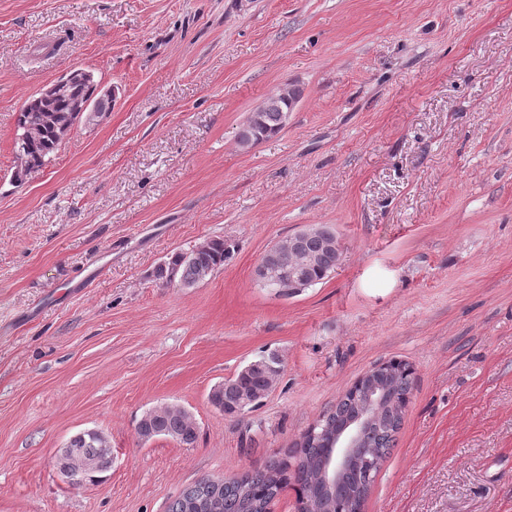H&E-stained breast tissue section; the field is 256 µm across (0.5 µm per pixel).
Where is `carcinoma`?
I'll return each mask as SVG.
<instances>
[{
    "mask_svg": "<svg viewBox=\"0 0 512 512\" xmlns=\"http://www.w3.org/2000/svg\"><path fill=\"white\" fill-rule=\"evenodd\" d=\"M98 82L94 77L76 81L69 94L47 101L34 94L25 101L17 115L16 155L22 176L41 169L55 154L78 113L71 111L76 101L95 100ZM284 127L280 112H254L238 132L241 146H254L260 136L273 137ZM271 252L284 263L302 267L304 281L300 288L312 287L322 281L336 267L339 249L336 234L326 224H311L293 234V237L274 246ZM224 240H206L188 252L171 255L154 271V277L167 284L176 283L192 287L204 280L217 267L224 264ZM281 373L280 360L275 355L262 357L242 368L233 377L215 386L210 402L222 411L234 410L242 401L246 408L255 406L275 385ZM413 370L409 363L392 359L386 368L375 375L380 389L386 391L387 402L378 411L366 432V443L361 458L374 462L366 473L353 469L334 489L324 487L319 479L321 466L332 448L336 432L354 420L364 409V390L355 386L346 391L336 407L324 413L315 424L314 431H306L281 458L272 460L263 471L244 473L230 480L203 477L186 488L169 505L167 512H267V508L287 486L297 494L298 512L320 504L325 512H347L362 506L368 489L393 445L395 433L400 429L403 410L412 389ZM141 438L169 437L183 445L197 441L198 432L187 410L162 406L145 411L137 422ZM60 470H78L82 481H91L95 475L111 468V461L103 453L97 436L78 434L72 450L57 457Z\"/></svg>",
    "mask_w": 512,
    "mask_h": 512,
    "instance_id": "cac0c4a2",
    "label": "carcinoma"
}]
</instances>
